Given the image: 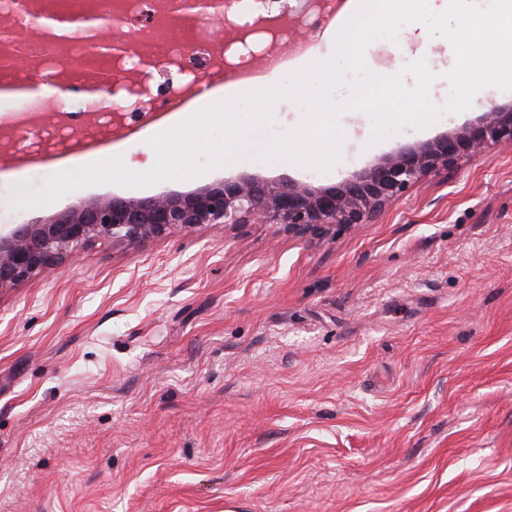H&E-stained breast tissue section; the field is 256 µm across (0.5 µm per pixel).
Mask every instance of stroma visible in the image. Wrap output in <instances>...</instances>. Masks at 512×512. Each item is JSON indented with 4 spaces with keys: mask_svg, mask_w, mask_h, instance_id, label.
Segmentation results:
<instances>
[{
    "mask_svg": "<svg viewBox=\"0 0 512 512\" xmlns=\"http://www.w3.org/2000/svg\"><path fill=\"white\" fill-rule=\"evenodd\" d=\"M420 58L446 104V39L414 23L365 51L378 76ZM479 115L375 143L371 117L342 110L325 171L250 148L189 178L12 207L18 183L49 176L30 169L0 178V226L243 175L334 184ZM308 124L284 96L255 133ZM149 139L123 130L96 154L145 174ZM0 512H512V145L321 237L272 224L99 237L0 290Z\"/></svg>",
    "mask_w": 512,
    "mask_h": 512,
    "instance_id": "stroma-1",
    "label": "stroma"
}]
</instances>
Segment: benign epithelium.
<instances>
[{"label":"benign epithelium","mask_w":512,"mask_h":512,"mask_svg":"<svg viewBox=\"0 0 512 512\" xmlns=\"http://www.w3.org/2000/svg\"><path fill=\"white\" fill-rule=\"evenodd\" d=\"M172 10L191 19L212 15V0H171ZM320 7L307 0H281L274 16H257L253 25L289 20L297 29L309 24L303 14ZM75 24L92 33L93 46L117 62L128 51L123 30L89 12ZM56 93H84L96 99L119 90L114 71L89 84L56 80ZM512 144V105L483 106L479 122L436 139L414 144L379 159L350 178L329 185L283 184L243 176L177 195L162 191L143 199L113 197L56 213L36 224H11L0 230V290L44 272L64 254L99 236L130 243L165 235L173 228L191 232L205 224H279L298 236L321 235L337 224H363L412 186L501 144Z\"/></svg>","instance_id":"7a95c632"}]
</instances>
